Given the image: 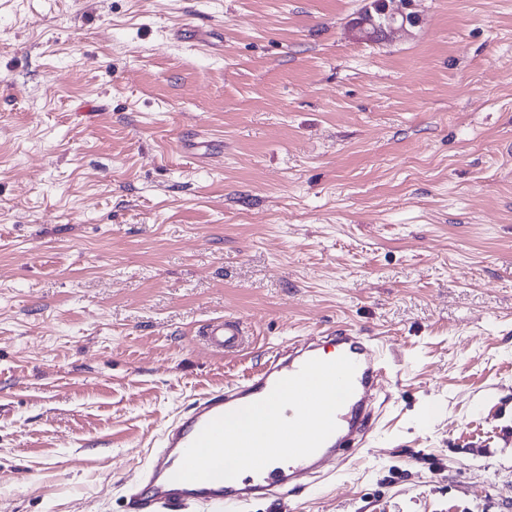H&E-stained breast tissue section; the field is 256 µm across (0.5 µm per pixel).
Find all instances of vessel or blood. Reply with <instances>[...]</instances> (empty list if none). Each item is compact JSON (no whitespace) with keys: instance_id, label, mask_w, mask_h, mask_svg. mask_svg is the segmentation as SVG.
<instances>
[{"instance_id":"1","label":"vessel or blood","mask_w":512,"mask_h":512,"mask_svg":"<svg viewBox=\"0 0 512 512\" xmlns=\"http://www.w3.org/2000/svg\"><path fill=\"white\" fill-rule=\"evenodd\" d=\"M200 334L216 353H233L247 342L239 320L218 318L207 322ZM335 336L341 355L356 365L354 391L337 411L336 430L313 454L291 461H275L261 471L231 480L186 482L174 480L188 446L213 419L265 398L275 384L295 375L308 360L317 358L319 345L311 340L289 344L265 362L259 371L218 392L201 397L191 411L168 426L132 498L133 512H236L258 498L287 494L324 458L337 456L344 448L357 447L370 430V393L379 388L386 368L372 339L339 329Z\"/></svg>"}]
</instances>
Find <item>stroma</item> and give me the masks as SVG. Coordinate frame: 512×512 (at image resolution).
<instances>
[{
	"label": "stroma",
	"instance_id": "stroma-1",
	"mask_svg": "<svg viewBox=\"0 0 512 512\" xmlns=\"http://www.w3.org/2000/svg\"><path fill=\"white\" fill-rule=\"evenodd\" d=\"M366 4L0 0V512H130L167 425L340 326L392 400L244 512H512V0ZM379 1L371 3L370 7L352 22V27L360 39L373 41L388 31L414 24L415 15L395 8L393 4L396 1ZM200 336L215 353H234L247 342L248 336L242 323L235 319L218 318L207 322L201 329Z\"/></svg>",
	"mask_w": 512,
	"mask_h": 512
}]
</instances>
